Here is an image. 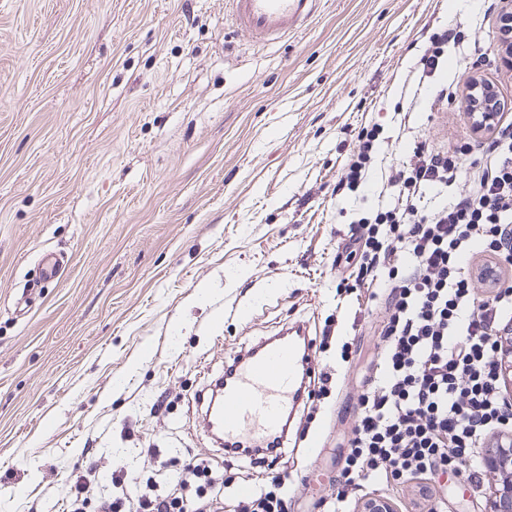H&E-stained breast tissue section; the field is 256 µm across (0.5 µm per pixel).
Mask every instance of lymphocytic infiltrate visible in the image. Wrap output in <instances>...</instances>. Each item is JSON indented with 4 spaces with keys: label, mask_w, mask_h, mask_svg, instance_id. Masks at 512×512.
Instances as JSON below:
<instances>
[{
    "label": "lymphocytic infiltrate",
    "mask_w": 512,
    "mask_h": 512,
    "mask_svg": "<svg viewBox=\"0 0 512 512\" xmlns=\"http://www.w3.org/2000/svg\"><path fill=\"white\" fill-rule=\"evenodd\" d=\"M479 157L416 146L380 191L384 203L353 220L350 278L366 303L383 301V344L363 375L360 410L341 458L344 491L387 488L467 462L464 479L487 482L477 464L491 438L512 440V404L492 357L496 331L512 329V114L491 128ZM467 190L457 191L460 178ZM448 206L424 209L433 190ZM170 471L171 463L157 459ZM171 473V471H170ZM212 467L189 459L171 473L167 492L130 489L112 471L114 495L96 512H222L224 492ZM198 479L197 500H184L186 476Z\"/></svg>",
    "instance_id": "1"
}]
</instances>
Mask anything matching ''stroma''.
Listing matches in <instances>:
<instances>
[{
	"mask_svg": "<svg viewBox=\"0 0 512 512\" xmlns=\"http://www.w3.org/2000/svg\"><path fill=\"white\" fill-rule=\"evenodd\" d=\"M319 0L313 21L263 47L224 0H0V512H65L69 475L95 467L164 486L154 456L235 455L200 424L197 395L225 359L306 320L328 392L293 420L323 445L255 461L284 480L288 512H322L341 487L355 376L381 311H359L336 256L356 209L415 144L471 134L467 80L495 82L512 113L499 31L512 0ZM461 32L431 89L413 68L428 37ZM410 112L407 127L394 117ZM379 124L378 177L337 192L363 127ZM66 262L41 283L44 253ZM246 307L244 320L216 321ZM443 512H490L455 469L428 481Z\"/></svg>",
	"mask_w": 512,
	"mask_h": 512,
	"instance_id": "stroma-1",
	"label": "stroma"
}]
</instances>
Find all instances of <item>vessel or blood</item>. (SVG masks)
I'll return each mask as SVG.
<instances>
[{"instance_id":"vessel-or-blood-1","label":"vessel or blood","mask_w":512,"mask_h":512,"mask_svg":"<svg viewBox=\"0 0 512 512\" xmlns=\"http://www.w3.org/2000/svg\"><path fill=\"white\" fill-rule=\"evenodd\" d=\"M318 0H224L234 26L254 43L273 45L300 32L317 10ZM310 325H283L236 354L224 366L218 401L208 403L204 427L228 450L281 448L288 421L306 399L308 375L318 357L308 344Z\"/></svg>"}]
</instances>
